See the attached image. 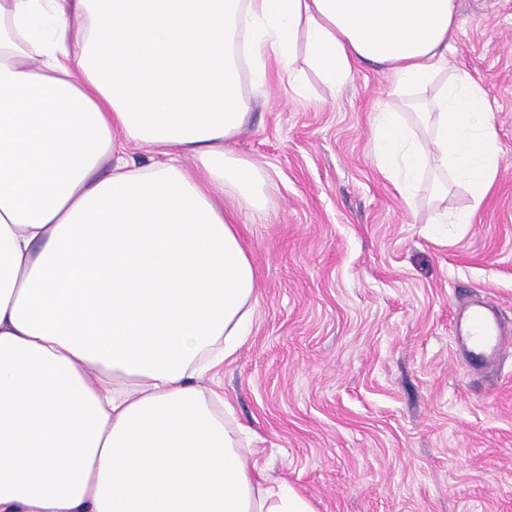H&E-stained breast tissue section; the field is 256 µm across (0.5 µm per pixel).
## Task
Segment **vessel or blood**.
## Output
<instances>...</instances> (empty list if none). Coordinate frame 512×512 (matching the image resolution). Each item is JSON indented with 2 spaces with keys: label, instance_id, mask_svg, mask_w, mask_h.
Instances as JSON below:
<instances>
[{
  "label": "vessel or blood",
  "instance_id": "1",
  "mask_svg": "<svg viewBox=\"0 0 512 512\" xmlns=\"http://www.w3.org/2000/svg\"><path fill=\"white\" fill-rule=\"evenodd\" d=\"M455 342L459 354L473 369L494 364L512 348L498 309L487 302H473L455 317Z\"/></svg>",
  "mask_w": 512,
  "mask_h": 512
}]
</instances>
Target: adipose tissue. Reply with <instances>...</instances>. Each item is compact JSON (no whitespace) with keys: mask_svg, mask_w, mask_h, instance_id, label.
Masks as SVG:
<instances>
[{"mask_svg":"<svg viewBox=\"0 0 512 512\" xmlns=\"http://www.w3.org/2000/svg\"><path fill=\"white\" fill-rule=\"evenodd\" d=\"M457 30V0H0V512H313L200 385L259 297L242 71L294 84L303 56L337 90L364 63L435 87L426 149L379 100V166L405 201L433 168L479 204L499 149L448 66Z\"/></svg>","mask_w":512,"mask_h":512,"instance_id":"adipose-tissue-1","label":"adipose tissue"}]
</instances>
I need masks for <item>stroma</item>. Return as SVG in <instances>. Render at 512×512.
Listing matches in <instances>:
<instances>
[{"label":"stroma","instance_id":"obj_1","mask_svg":"<svg viewBox=\"0 0 512 512\" xmlns=\"http://www.w3.org/2000/svg\"><path fill=\"white\" fill-rule=\"evenodd\" d=\"M458 2L450 61L485 90L499 148L480 206L448 185L468 224L432 223L431 185L413 209L381 172L384 68L336 92L301 59L299 95L242 73L251 116L232 147L266 177L265 216H243L260 296L217 380L314 512H512V352L474 371L453 345L475 298L512 323V0Z\"/></svg>","mask_w":512,"mask_h":512}]
</instances>
